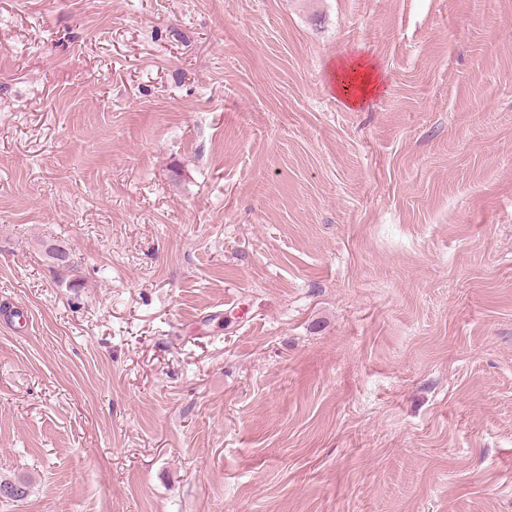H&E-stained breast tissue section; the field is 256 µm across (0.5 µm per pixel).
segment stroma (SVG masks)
I'll return each instance as SVG.
<instances>
[{"label":"stroma","instance_id":"35a3bbf8","mask_svg":"<svg viewBox=\"0 0 512 512\" xmlns=\"http://www.w3.org/2000/svg\"><path fill=\"white\" fill-rule=\"evenodd\" d=\"M0 477L512 512V0H0ZM336 91L351 107H362L381 90L377 66L365 58L340 59L332 67Z\"/></svg>","mask_w":512,"mask_h":512}]
</instances>
